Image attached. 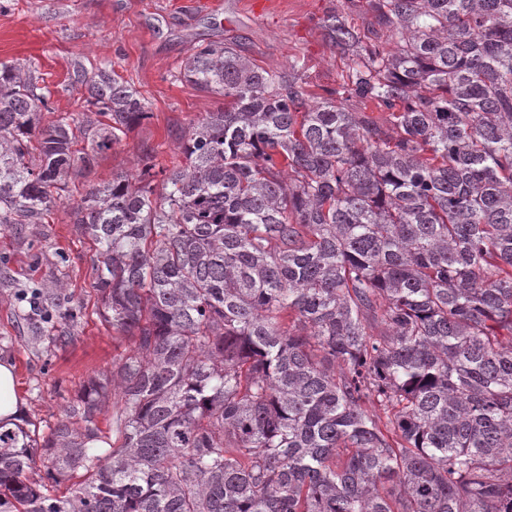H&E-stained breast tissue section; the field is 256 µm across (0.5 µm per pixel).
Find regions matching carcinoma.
<instances>
[{"mask_svg": "<svg viewBox=\"0 0 512 512\" xmlns=\"http://www.w3.org/2000/svg\"><path fill=\"white\" fill-rule=\"evenodd\" d=\"M367 5L374 41L324 20L352 66L313 105L193 50L224 109L76 201L146 102L101 66L59 113L0 62V227L70 203L132 342L49 435L0 421V512H512V0ZM67 288L26 291L56 342Z\"/></svg>", "mask_w": 512, "mask_h": 512, "instance_id": "carcinoma-1", "label": "carcinoma"}]
</instances>
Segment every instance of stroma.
Returning <instances> with one entry per match:
<instances>
[{
	"label": "stroma",
	"instance_id": "obj_1",
	"mask_svg": "<svg viewBox=\"0 0 512 512\" xmlns=\"http://www.w3.org/2000/svg\"><path fill=\"white\" fill-rule=\"evenodd\" d=\"M365 0H0V62L34 61L55 108L78 111L73 75L112 66L138 91L151 117L113 145L77 188L132 170L143 148L157 168L172 167L175 147L190 122L223 107L221 96L195 89L179 75L192 49L230 44L269 71L299 66L311 100L348 81L350 62L327 39L323 21L341 11L367 31ZM67 254L60 264L59 254ZM96 248L78 235L69 208L57 207L48 224L0 230V360L9 361L22 413L41 435L57 424L62 406L75 400L100 371L130 346L113 336L100 316ZM65 280L82 314L61 345L21 316L16 297L28 285Z\"/></svg>",
	"mask_w": 512,
	"mask_h": 512
}]
</instances>
